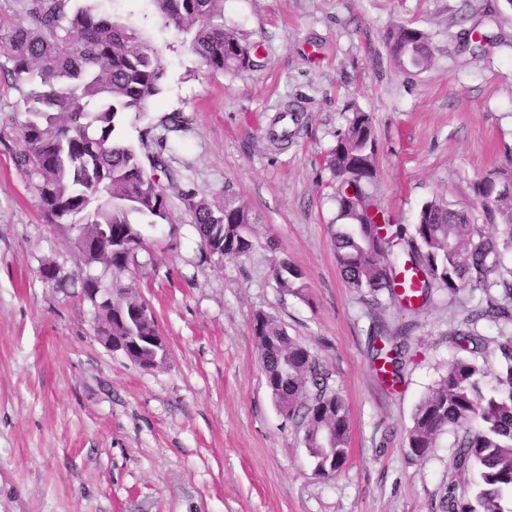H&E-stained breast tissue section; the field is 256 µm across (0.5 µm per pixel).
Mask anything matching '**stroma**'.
<instances>
[{
	"instance_id": "obj_1",
	"label": "stroma",
	"mask_w": 512,
	"mask_h": 512,
	"mask_svg": "<svg viewBox=\"0 0 512 512\" xmlns=\"http://www.w3.org/2000/svg\"><path fill=\"white\" fill-rule=\"evenodd\" d=\"M162 51L154 105L127 121L179 174L170 220L141 225L124 268L78 265L45 223L29 178L14 164L19 131L0 130V512H448L457 480L454 435L422 460L406 430L418 401L457 357L448 335L482 299L435 293L418 312L373 304L345 283L331 224L336 201L324 157L354 110L370 113L378 143L377 203L400 223L440 199L482 209L473 184L512 165V5L507 0H224V25L261 43L252 70L201 66L150 0H99ZM430 34L433 65L398 71L387 32ZM485 51L463 43L471 28ZM290 108L291 141L268 128ZM181 113V131L166 119ZM208 200L232 191L251 211L253 248L231 260L199 239L179 189ZM301 270L302 292L274 269ZM52 263L70 281L42 278ZM123 288L148 304L168 355L143 369L101 344L80 281ZM282 322L343 398L349 452L318 476L303 431L278 413L253 336L256 314ZM408 325L404 380L389 390L370 362L373 326Z\"/></svg>"
}]
</instances>
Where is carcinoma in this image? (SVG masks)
Returning <instances> with one entry per match:
<instances>
[{
  "instance_id": "1",
  "label": "carcinoma",
  "mask_w": 512,
  "mask_h": 512,
  "mask_svg": "<svg viewBox=\"0 0 512 512\" xmlns=\"http://www.w3.org/2000/svg\"><path fill=\"white\" fill-rule=\"evenodd\" d=\"M68 0H26L25 22L12 28L7 41L13 60L10 77L24 102L15 165L33 181L45 221L71 234L78 261L122 268L130 254L85 248L86 240L112 229V240L142 242L137 224L169 221L167 187L177 186L175 172L161 154L144 157L126 143L121 129L129 118H142L160 93L165 74L160 49L138 29L91 4L67 10ZM165 25L184 36L189 51L212 71H244L251 48L224 27V0H151ZM385 46L402 72H422L434 59L428 33L399 25ZM296 122L280 113L271 129L276 141L290 137L282 126ZM377 138L371 116L355 111L325 161L337 202L333 243L341 274L349 287L371 297L388 295L401 307L425 304L437 289L454 295L479 289L485 299L450 333L462 352L446 374L416 405L407 430L408 447L423 459L443 430L455 432L454 465L463 476L477 475L472 501L456 497L448 486V512H512V193L497 195L482 207L486 225L464 208L441 200L425 203L414 224H398L378 207L369 192L376 177ZM179 195L200 240L221 246L238 259L253 246L247 207L230 193L210 202L192 190ZM301 272L283 261L275 269L280 289L290 292ZM112 315V335L138 336L131 358L151 366L166 352L145 340L156 322L136 321L145 304L119 290ZM498 326L493 341L476 331L479 322ZM253 333L278 410L304 426L303 442L315 461L336 457L341 465L349 445L343 399L332 391L321 364L276 319L255 316ZM371 363L393 387L406 365L405 332L373 337ZM497 357L502 370L478 365L476 356Z\"/></svg>"
}]
</instances>
